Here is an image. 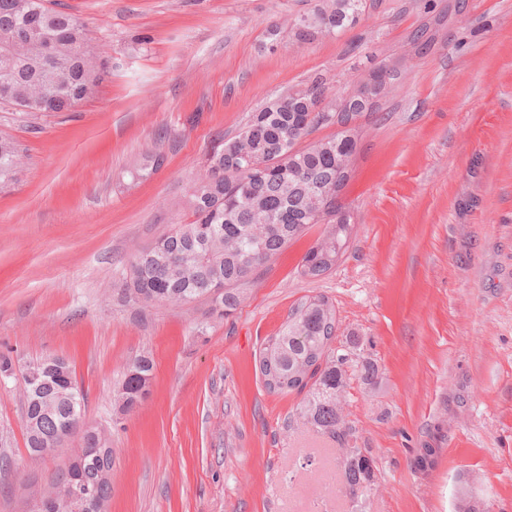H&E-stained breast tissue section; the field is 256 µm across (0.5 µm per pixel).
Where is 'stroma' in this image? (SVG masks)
<instances>
[{
	"instance_id": "1",
	"label": "stroma",
	"mask_w": 512,
	"mask_h": 512,
	"mask_svg": "<svg viewBox=\"0 0 512 512\" xmlns=\"http://www.w3.org/2000/svg\"><path fill=\"white\" fill-rule=\"evenodd\" d=\"M318 4L47 0L86 24L110 75L69 112L0 106V134L23 150L0 188V354L17 367L0 374V512H31L80 444L27 451L20 369L48 357L70 364L85 423L107 435L106 512H458L465 492L512 512V0H366L353 28L271 46V26L290 31ZM382 62L398 74L355 122L353 230L334 269L300 273L317 224L227 317L207 298L125 293L134 253L191 221L193 181L251 112L316 75L334 96ZM151 156L160 166L137 179ZM315 295L335 306L336 345L360 337L378 370L344 407L381 484L357 507L338 444L259 370ZM141 355L150 395L125 413L115 393Z\"/></svg>"
}]
</instances>
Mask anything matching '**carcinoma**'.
Here are the masks:
<instances>
[{
	"mask_svg": "<svg viewBox=\"0 0 512 512\" xmlns=\"http://www.w3.org/2000/svg\"><path fill=\"white\" fill-rule=\"evenodd\" d=\"M365 4L366 0H327L311 16L300 19L293 36L305 42L342 32L357 23ZM34 24L44 38L57 42L60 64L50 65L35 55L17 60L0 56V80H8L12 88L10 104L22 109L24 99L38 96L45 102V112L73 107L84 99L81 54L90 42L87 29L75 16L48 8L45 0H0V53L5 41L23 35ZM324 97L323 79L314 76L251 113L237 136L208 155L207 163L223 172L222 179L197 177L188 199L193 220L174 225L134 255L125 280L130 295L145 304H184L220 288L215 312L226 316L243 301L242 285L313 224H325L327 230L303 256L302 275L314 279L336 266L351 235L350 214L338 200L322 210L310 191L336 178V167L351 166L357 139L351 127L309 147H298L318 127L311 115ZM328 108L351 123L369 110L339 96ZM245 149L262 168L244 170ZM17 150L13 139L0 136V187L12 179ZM335 332L332 302L322 295L307 297L290 310L280 333L267 340L259 369L269 391L302 395L296 417L341 447L345 492L357 500L379 484L375 461L368 449L358 446V432L346 424L343 407L351 378L369 385L377 371L360 359L359 337L351 336L335 347ZM69 370L70 365L57 357L32 361L25 368V392H33L25 404L26 414L36 420L35 428L26 432L27 448H39L47 455L61 439L80 434L81 446L71 469L105 500L110 485L101 471V458L88 432L80 428L78 415L70 411V391L63 376ZM152 372L153 362L147 356L128 364L117 394L124 411L138 407L143 376Z\"/></svg>",
	"mask_w": 512,
	"mask_h": 512,
	"instance_id": "carcinoma-1",
	"label": "carcinoma"
}]
</instances>
